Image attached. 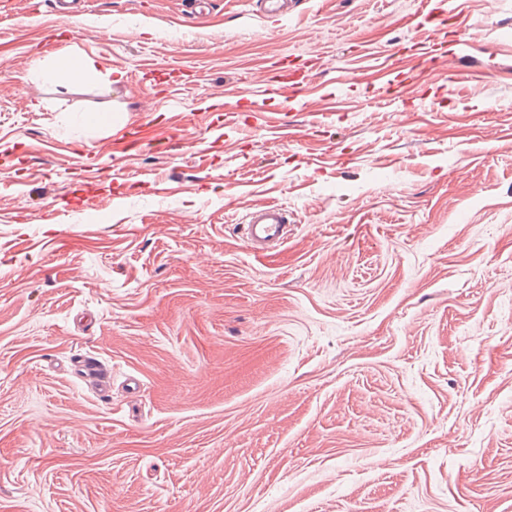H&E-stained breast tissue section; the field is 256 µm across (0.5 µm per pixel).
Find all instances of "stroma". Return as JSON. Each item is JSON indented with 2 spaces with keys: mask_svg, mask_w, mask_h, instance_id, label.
<instances>
[{
  "mask_svg": "<svg viewBox=\"0 0 512 512\" xmlns=\"http://www.w3.org/2000/svg\"><path fill=\"white\" fill-rule=\"evenodd\" d=\"M54 2L0 0V512H512V0ZM63 57L67 60V66L62 67L58 64L57 68L47 69L42 71V76L46 81H53L60 70L67 73V75L73 80H80L84 77L87 71L92 66L88 62L84 61L81 57L73 54L66 53ZM243 223L244 237L255 249L280 245L288 237V218L277 205L254 208L244 217Z\"/></svg>",
  "mask_w": 512,
  "mask_h": 512,
  "instance_id": "35a3bbf8",
  "label": "stroma"
}]
</instances>
